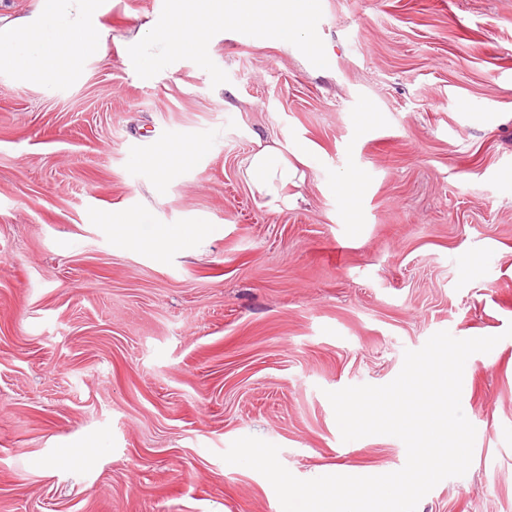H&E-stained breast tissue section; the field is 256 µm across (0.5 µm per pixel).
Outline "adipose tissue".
<instances>
[{"instance_id":"ef3b65f1","label":"adipose tissue","mask_w":512,"mask_h":512,"mask_svg":"<svg viewBox=\"0 0 512 512\" xmlns=\"http://www.w3.org/2000/svg\"><path fill=\"white\" fill-rule=\"evenodd\" d=\"M255 0H170L165 24L147 22L151 38L160 40L165 55L145 54L144 66L154 70L166 55H202L213 30L230 18L258 19L261 30L282 41L302 30L297 20V0H275L272 12L255 16ZM103 0H34L31 13L0 25V72L19 80L35 82L45 92L54 91L69 79L86 58L106 43L107 32L100 22ZM311 155L295 150L284 152L279 142L259 144L244 161V175L252 193L270 210L298 206L304 197L300 187L312 168Z\"/></svg>"}]
</instances>
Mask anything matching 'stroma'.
I'll list each match as a JSON object with an SVG mask.
<instances>
[{
	"label": "stroma",
	"instance_id": "stroma-1",
	"mask_svg": "<svg viewBox=\"0 0 512 512\" xmlns=\"http://www.w3.org/2000/svg\"><path fill=\"white\" fill-rule=\"evenodd\" d=\"M168 6L108 0L53 92L0 73V512H281L221 458L244 436L300 479L397 471L403 442L342 441L326 394L443 330L500 341L464 368L471 465L417 512H512V0H321L329 64L229 21L148 73ZM274 139L318 160L282 212L241 172ZM185 141L171 180L138 162ZM115 210L209 233L120 245Z\"/></svg>",
	"mask_w": 512,
	"mask_h": 512
}]
</instances>
